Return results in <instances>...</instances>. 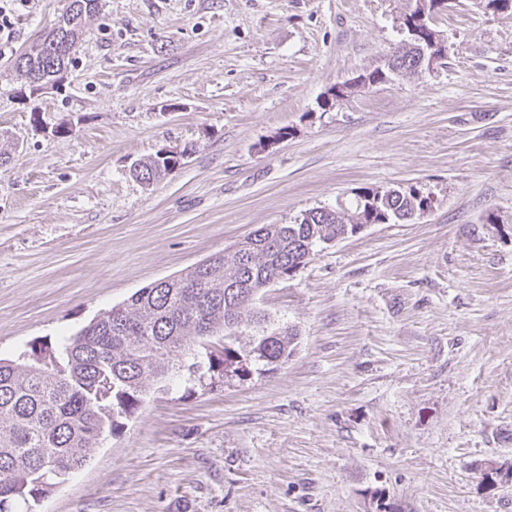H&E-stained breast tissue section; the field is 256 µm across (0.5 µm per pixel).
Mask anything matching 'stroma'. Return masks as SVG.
Here are the masks:
<instances>
[{
  "label": "stroma",
  "instance_id": "35a3bbf8",
  "mask_svg": "<svg viewBox=\"0 0 512 512\" xmlns=\"http://www.w3.org/2000/svg\"><path fill=\"white\" fill-rule=\"evenodd\" d=\"M65 6L0 0V358L356 190L433 204L263 289L287 362L151 383L38 512H512L481 478L512 464V13L452 0L441 64L328 108L408 0H100L66 81L22 98L13 61ZM167 147L164 180L130 175Z\"/></svg>",
  "mask_w": 512,
  "mask_h": 512
}]
</instances>
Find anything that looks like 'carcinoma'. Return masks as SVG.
<instances>
[{
  "label": "carcinoma",
  "mask_w": 512,
  "mask_h": 512,
  "mask_svg": "<svg viewBox=\"0 0 512 512\" xmlns=\"http://www.w3.org/2000/svg\"><path fill=\"white\" fill-rule=\"evenodd\" d=\"M449 6L450 0H410L401 24L415 26L423 13ZM98 7L99 0H67L54 26L14 59L18 76L50 80L69 67L70 42L83 36L86 18ZM415 64L414 50H399L388 69L358 76L354 87L385 82L390 72H407ZM173 169L170 159L157 155L138 164L134 176L153 184ZM425 199L417 189L399 187L346 206L313 208L294 224L262 225L240 241L250 251L247 263L228 250L215 254L184 275L139 289L58 346H32L29 363L0 358V512H17L20 501L24 512H33L88 461L106 432L134 414L149 380L204 366L242 380L262 366L286 362L296 334L287 326L263 329L266 313L240 296L289 277L314 257L321 240L345 238L350 219L369 213L387 224L407 223ZM242 325L260 328L246 352L231 346ZM220 334L226 344L221 356L209 352L204 363L195 354V362L182 365L187 337L204 344Z\"/></svg>",
  "instance_id": "carcinoma-1"
}]
</instances>
